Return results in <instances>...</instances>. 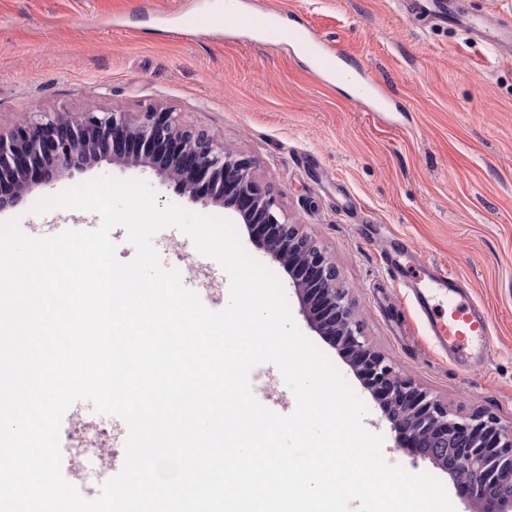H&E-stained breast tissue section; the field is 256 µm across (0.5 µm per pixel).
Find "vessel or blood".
I'll return each instance as SVG.
<instances>
[{"label": "vessel or blood", "instance_id": "vessel-or-blood-1", "mask_svg": "<svg viewBox=\"0 0 512 512\" xmlns=\"http://www.w3.org/2000/svg\"><path fill=\"white\" fill-rule=\"evenodd\" d=\"M419 12L435 20H448L449 24L466 29L472 36L497 51L512 49V22H488L474 16L467 18L453 12L446 0H416ZM228 21L256 30L266 44L273 45L289 39L310 61L317 76L339 74L346 59L341 50L317 41L309 29L298 28L290 33L281 30L278 10L265 9L256 14L229 13ZM453 276L444 271L428 274L424 286L414 287L415 309L421 315L426 332L433 345L450 362L464 363L483 352L490 336V318L483 306L471 294L450 289Z\"/></svg>", "mask_w": 512, "mask_h": 512}]
</instances>
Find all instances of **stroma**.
<instances>
[{"label": "stroma", "mask_w": 512, "mask_h": 512, "mask_svg": "<svg viewBox=\"0 0 512 512\" xmlns=\"http://www.w3.org/2000/svg\"><path fill=\"white\" fill-rule=\"evenodd\" d=\"M243 11L275 7L283 28L310 27L347 53L346 65L384 93V109L319 79L298 50L258 46L229 26L224 0H0V132L36 113L173 112L250 157L291 221L333 258L374 349L406 378L462 413L512 422V59L461 29L408 14L404 0H239ZM140 179L159 203L235 223L244 249L280 280L301 330L335 364L367 407L382 456L444 485L448 476L400 448L381 405L346 360L310 327L292 283L230 208L194 201L148 168L102 163L38 185L0 222H40L44 197L97 178ZM161 264L195 265L217 281L204 297L217 311L229 277L174 228L154 238ZM409 271L441 266L460 277L492 319L493 349L479 367L431 346L407 288L384 258ZM258 401L287 415L296 399L281 372L249 376Z\"/></svg>", "instance_id": "35a3bbf8"}]
</instances>
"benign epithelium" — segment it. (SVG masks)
<instances>
[{"instance_id": "benign-epithelium-1", "label": "benign epithelium", "mask_w": 512, "mask_h": 512, "mask_svg": "<svg viewBox=\"0 0 512 512\" xmlns=\"http://www.w3.org/2000/svg\"><path fill=\"white\" fill-rule=\"evenodd\" d=\"M103 160L150 168L194 200L232 208L266 253L288 272L308 323L336 343L380 401L400 447L448 472L481 512H512V493L484 496L512 480V428L485 412L461 415L402 377L367 341L327 251L289 222L273 190L254 174L252 159L204 129L183 126L173 113L149 109L57 112L0 133V209L34 184L63 181Z\"/></svg>"}]
</instances>
